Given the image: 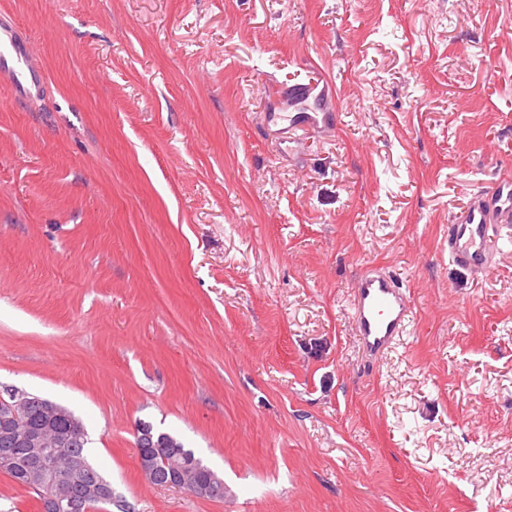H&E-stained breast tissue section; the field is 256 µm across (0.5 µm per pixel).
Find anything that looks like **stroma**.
Instances as JSON below:
<instances>
[{
    "instance_id": "35a3bbf8",
    "label": "stroma",
    "mask_w": 512,
    "mask_h": 512,
    "mask_svg": "<svg viewBox=\"0 0 512 512\" xmlns=\"http://www.w3.org/2000/svg\"><path fill=\"white\" fill-rule=\"evenodd\" d=\"M0 390L70 409L99 512H512V243L448 226L512 175V0H0ZM328 75L288 138L268 83ZM415 319L368 366L367 265ZM146 422L224 480L148 483ZM31 44L9 22L0 23V72L7 73L15 94L23 98L38 95L44 85L41 71L30 68ZM512 230V180L501 178L472 195L448 226V255L457 266L485 271L496 263L501 231Z\"/></svg>"
}]
</instances>
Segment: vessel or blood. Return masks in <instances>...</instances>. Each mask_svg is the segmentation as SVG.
<instances>
[{"instance_id": "vessel-or-blood-1", "label": "vessel or blood", "mask_w": 512, "mask_h": 512, "mask_svg": "<svg viewBox=\"0 0 512 512\" xmlns=\"http://www.w3.org/2000/svg\"><path fill=\"white\" fill-rule=\"evenodd\" d=\"M31 46L9 22L0 23V72L7 74L16 95L31 98L44 85L40 71L28 63ZM312 85L294 84L283 91L288 103L280 119L287 130H315L327 126L329 115L305 109ZM512 230V180L502 178L472 195L448 226V255L457 266L484 271L496 263L502 229ZM353 323L367 358L375 360L394 348L413 319L411 298L398 278L380 268L365 269L353 287Z\"/></svg>"}]
</instances>
